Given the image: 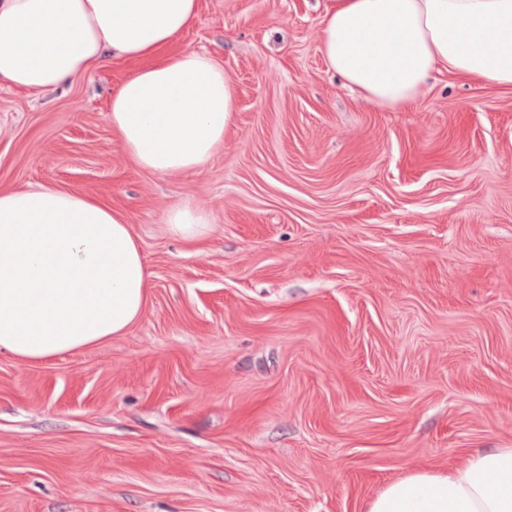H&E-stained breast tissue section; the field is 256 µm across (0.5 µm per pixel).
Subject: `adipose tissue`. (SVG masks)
<instances>
[{
  "mask_svg": "<svg viewBox=\"0 0 512 512\" xmlns=\"http://www.w3.org/2000/svg\"><path fill=\"white\" fill-rule=\"evenodd\" d=\"M197 0H0V86L46 91L105 62L144 65L114 91L109 121L138 168L203 167L224 143L236 91L195 50L166 54ZM319 51L359 97L408 107L445 70L512 87V0H334ZM150 273L123 213L43 186L0 191V353L46 361L125 333ZM366 512H512V448L386 485Z\"/></svg>",
  "mask_w": 512,
  "mask_h": 512,
  "instance_id": "ef3b65f1",
  "label": "adipose tissue"
}]
</instances>
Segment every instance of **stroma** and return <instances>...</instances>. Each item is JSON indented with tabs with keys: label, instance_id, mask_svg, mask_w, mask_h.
<instances>
[{
	"label": "stroma",
	"instance_id": "35a3bbf8",
	"mask_svg": "<svg viewBox=\"0 0 512 512\" xmlns=\"http://www.w3.org/2000/svg\"><path fill=\"white\" fill-rule=\"evenodd\" d=\"M332 4L198 0L171 49L213 55L237 110L196 170L125 158L109 102L140 61L0 87V191L107 202L150 272L124 334L0 353V512H364L512 448V88L364 101L319 52ZM186 202L194 244L165 222ZM166 224L170 225L171 231L178 237L194 241L205 236L210 223L202 210L185 203L169 211Z\"/></svg>",
	"mask_w": 512,
	"mask_h": 512
}]
</instances>
